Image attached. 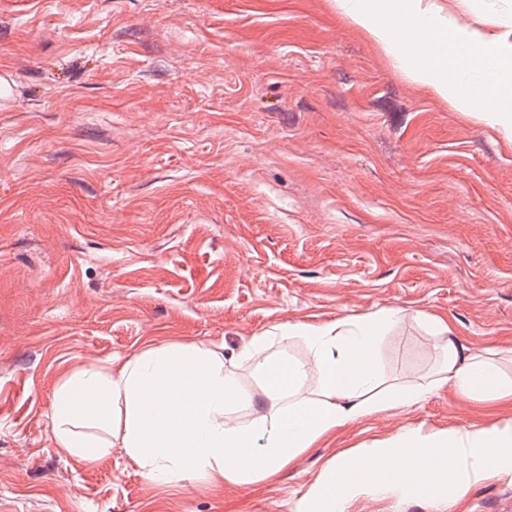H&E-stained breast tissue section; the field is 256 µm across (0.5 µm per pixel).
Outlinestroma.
Returning a JSON list of instances; mask_svg holds the SVG:
<instances>
[{
    "label": "stroma",
    "instance_id": "35a3bbf8",
    "mask_svg": "<svg viewBox=\"0 0 512 512\" xmlns=\"http://www.w3.org/2000/svg\"><path fill=\"white\" fill-rule=\"evenodd\" d=\"M512 31V0H438ZM0 512H299L336 455L405 424L512 420L451 387L359 418L274 479L153 487L123 449L52 439L60 382L159 341L238 352L284 324L391 307L386 379L435 369L429 316L512 377V143L428 96L331 0H0ZM346 512H512V478L464 495H361Z\"/></svg>",
    "mask_w": 512,
    "mask_h": 512
}]
</instances>
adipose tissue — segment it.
I'll list each match as a JSON object with an SVG mask.
<instances>
[{"label":"adipose tissue","instance_id":"1","mask_svg":"<svg viewBox=\"0 0 512 512\" xmlns=\"http://www.w3.org/2000/svg\"><path fill=\"white\" fill-rule=\"evenodd\" d=\"M333 6L430 96L512 140V38L456 27L437 0H333ZM416 27L424 37L413 53L406 43ZM476 49L484 60L479 67L470 62ZM403 320L402 310L391 309L251 336L242 356L265 380L271 401L268 412L252 420H231V412L250 408L252 398L221 355L194 343H160L117 365L80 368L57 388L53 438L90 465L121 447L156 485L188 479L205 488L251 485L274 478L348 423L419 406L445 385L472 402L512 400V381L495 361L466 355L437 316L431 319L441 338L437 377L386 382L379 343ZM278 336L300 338L307 360L269 354ZM311 381L319 386L314 396L307 390Z\"/></svg>","mask_w":512,"mask_h":512}]
</instances>
